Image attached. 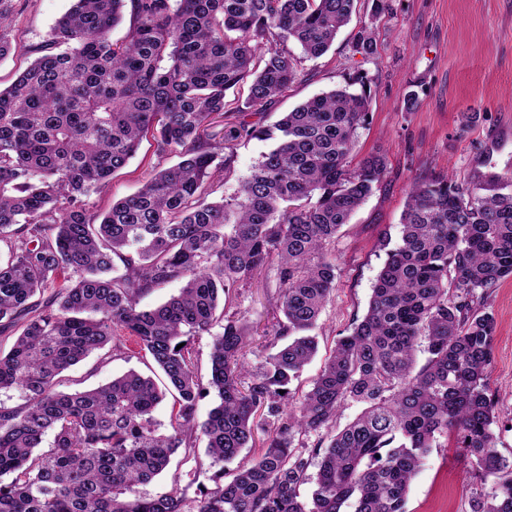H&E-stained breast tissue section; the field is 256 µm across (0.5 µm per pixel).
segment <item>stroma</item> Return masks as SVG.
Instances as JSON below:
<instances>
[{
    "label": "stroma",
    "mask_w": 512,
    "mask_h": 512,
    "mask_svg": "<svg viewBox=\"0 0 512 512\" xmlns=\"http://www.w3.org/2000/svg\"><path fill=\"white\" fill-rule=\"evenodd\" d=\"M390 8L373 16L372 0H358L349 24L329 51L305 61L297 78L268 108L264 124L279 120L316 94L345 86L363 74L370 81L372 109L360 128L351 165L371 153L386 158V171L374 193L337 233L329 249L336 259V288L315 334L319 351L294 386L307 391L329 356L335 340L364 316L372 286L385 260L380 243L398 237L408 188L414 180L446 174L457 183L482 181L488 187L512 186V0H389ZM71 0H5L11 44L0 58V89L9 87L39 55L49 33ZM373 24L377 55L363 58L352 48L354 35ZM418 101L408 105V92ZM259 139L235 146V162L213 199L234 195L267 151ZM152 138H144L133 159L113 174L108 187L89 198L98 212L135 195L159 168ZM275 264H268L240 288L241 311L255 340L250 371H258L273 353L270 331L280 320ZM488 304L496 319L489 392L497 402L494 427L501 455L512 458V279L491 289ZM135 369L146 358L135 340L125 353L106 360L92 357L65 374L64 390H85ZM481 485L455 434L438 436L408 493V512H470Z\"/></svg>",
    "instance_id": "35a3bbf8"
}]
</instances>
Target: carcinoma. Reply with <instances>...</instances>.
I'll list each match as a JSON object with an SVG mask.
<instances>
[{"label": "carcinoma", "mask_w": 512, "mask_h": 512, "mask_svg": "<svg viewBox=\"0 0 512 512\" xmlns=\"http://www.w3.org/2000/svg\"><path fill=\"white\" fill-rule=\"evenodd\" d=\"M353 9L354 0H75L40 56L0 90V335L17 333L0 350V392L24 394L17 406L0 401V512H406L412 481L450 430L491 483L470 512H512V460L496 447L488 387L489 290L512 277L511 191L486 194L446 175L413 181L366 314L308 391L290 389L318 352L309 332L336 286L327 246L386 169L379 154L349 168L369 80L304 102L272 129L219 119L227 92L244 84V110L262 113L302 62L329 50ZM127 11L129 30L114 41ZM377 49L362 27L354 52ZM148 133L158 156L180 161L108 212L89 210L86 198ZM260 136L273 146L238 193L210 199L236 142ZM273 260L284 316L274 336L287 343L245 382L251 333L228 305ZM176 281L177 295L139 308ZM122 329L163 386L130 369L59 390L70 367L124 352ZM199 336L212 337L206 383L194 363ZM212 391L219 403L201 421ZM168 392L176 412L163 433L153 412ZM349 402L363 409L338 431ZM201 436L219 466L214 488L193 500L184 490L135 494ZM258 441L264 452L224 481L222 465Z\"/></svg>", "instance_id": "cac0c4a2"}]
</instances>
